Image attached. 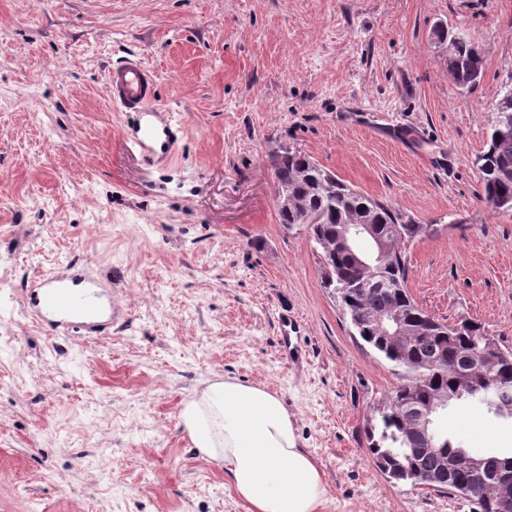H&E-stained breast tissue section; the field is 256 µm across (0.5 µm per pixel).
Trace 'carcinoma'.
<instances>
[{
	"label": "carcinoma",
	"instance_id": "1",
	"mask_svg": "<svg viewBox=\"0 0 512 512\" xmlns=\"http://www.w3.org/2000/svg\"><path fill=\"white\" fill-rule=\"evenodd\" d=\"M483 75V59L463 38L453 43L448 56V78L464 88L476 85ZM497 115L489 134L487 150L479 157L483 198L487 205L512 210V109L507 123ZM275 187L282 185L295 195L297 207L277 211L285 227L300 223L307 209H320L326 223L312 230L311 238L338 269L339 282L332 288L346 310L354 334L393 368L401 371L403 384L386 395L396 402V409L379 415L381 426L367 430L369 451L377 469L397 483L427 485L451 495L470 498L479 512H512V500L502 499L495 478L489 473H461L453 465L463 447L452 436L441 432L433 438H407L405 427L427 406L434 389L448 390V405L469 402L499 417L512 419V410L499 411L493 400L503 390L512 395V348L501 345L487 334L478 322L463 318L445 323L429 315L414 301L407 287L405 242L429 232L426 224H412L387 204L368 197L341 179L329 185L326 169L310 156L292 149L270 159ZM349 217L365 218L377 225L379 234L388 240L390 256L382 266L377 285L356 288L360 279L353 260L336 246L337 229ZM393 307L418 330L414 342L404 349L389 343L365 317ZM477 350L498 359L499 368L473 369L465 363L468 353ZM410 448L406 454L403 449Z\"/></svg>",
	"mask_w": 512,
	"mask_h": 512
}]
</instances>
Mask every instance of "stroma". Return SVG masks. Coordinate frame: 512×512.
<instances>
[{
	"instance_id": "stroma-1",
	"label": "stroma",
	"mask_w": 512,
	"mask_h": 512,
	"mask_svg": "<svg viewBox=\"0 0 512 512\" xmlns=\"http://www.w3.org/2000/svg\"><path fill=\"white\" fill-rule=\"evenodd\" d=\"M439 26L480 49L475 86L449 81ZM130 54L186 125L171 163L122 142L105 80ZM509 81L512 0H0V512H248L178 421L224 379L293 414L320 512H478L376 468L367 421L400 376L279 223L269 158L290 146L432 226L406 247L410 295L510 347L512 211L482 202L476 164ZM68 261L112 281L128 325L73 340L25 313ZM440 428L512 452V421L470 404Z\"/></svg>"
}]
</instances>
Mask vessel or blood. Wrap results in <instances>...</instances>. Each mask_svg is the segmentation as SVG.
Returning a JSON list of instances; mask_svg holds the SVG:
<instances>
[{
    "label": "vessel or blood",
    "instance_id": "obj_1",
    "mask_svg": "<svg viewBox=\"0 0 512 512\" xmlns=\"http://www.w3.org/2000/svg\"><path fill=\"white\" fill-rule=\"evenodd\" d=\"M158 77L136 55L112 67L106 92L125 116L123 141L150 164L168 161L185 126L176 112L157 102ZM24 306L37 323L64 336H108L126 312L112 290L85 266L70 264L40 275L28 288Z\"/></svg>",
    "mask_w": 512,
    "mask_h": 512
}]
</instances>
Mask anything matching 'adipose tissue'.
I'll list each match as a JSON object with an SVG mask.
<instances>
[{"label": "adipose tissue", "instance_id": "ef3b65f1", "mask_svg": "<svg viewBox=\"0 0 512 512\" xmlns=\"http://www.w3.org/2000/svg\"><path fill=\"white\" fill-rule=\"evenodd\" d=\"M179 419L197 452L222 464L230 489L251 512H318L324 473L301 448L276 394L235 380L216 382L185 404Z\"/></svg>", "mask_w": 512, "mask_h": 512}]
</instances>
